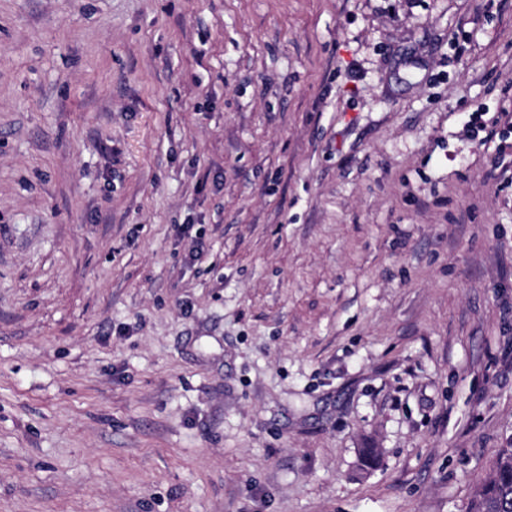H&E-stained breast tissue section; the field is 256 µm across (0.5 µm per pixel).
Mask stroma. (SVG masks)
I'll list each match as a JSON object with an SVG mask.
<instances>
[{"label":"stroma","instance_id":"35a3bbf8","mask_svg":"<svg viewBox=\"0 0 512 512\" xmlns=\"http://www.w3.org/2000/svg\"><path fill=\"white\" fill-rule=\"evenodd\" d=\"M510 445L512 0H0V512H471Z\"/></svg>","mask_w":512,"mask_h":512}]
</instances>
